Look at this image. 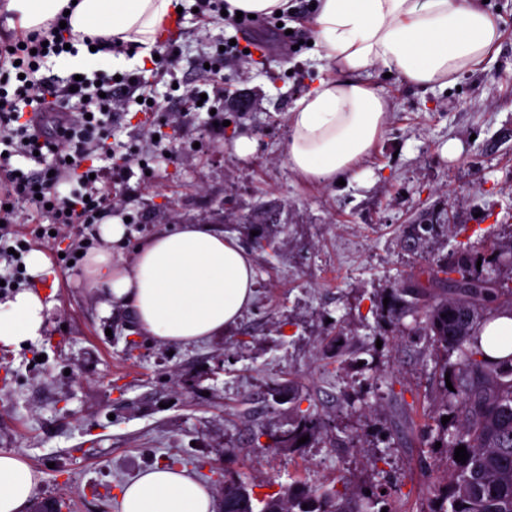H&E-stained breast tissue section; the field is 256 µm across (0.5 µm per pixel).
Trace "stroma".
<instances>
[{
    "instance_id": "35a3bbf8",
    "label": "stroma",
    "mask_w": 512,
    "mask_h": 512,
    "mask_svg": "<svg viewBox=\"0 0 512 512\" xmlns=\"http://www.w3.org/2000/svg\"><path fill=\"white\" fill-rule=\"evenodd\" d=\"M200 0L181 11L165 40L180 56L142 68L146 98L112 112L105 185L127 235L113 258L131 259L147 236L173 224H213L250 249L256 297L224 335L167 345L135 329L128 312L106 309L68 257L103 248L98 227L39 238L28 204L15 231L42 249L57 272L44 336L0 346V451L37 475L32 499L62 512H119L122 484L155 465L182 468L222 502L224 484L253 497L286 487L354 492L390 489L393 512H424L426 487L443 465L424 434L438 397L434 359L413 317L390 325L372 303L417 272L434 251L512 242V0H489L502 37L457 88L424 89L384 68L372 85L391 103L384 131L345 185L295 174L285 157L287 115L318 78L336 76L312 39L313 0H291L280 24L259 27V55L224 60L216 89L223 127L183 96L198 64L236 36L215 16L199 26ZM303 45L290 49L287 31ZM254 142L246 156L238 138ZM169 160H159L160 151ZM444 220L434 240L408 250L403 235L424 214ZM277 255L253 248L252 235ZM341 339L338 351L329 344ZM289 391V399L276 395ZM328 420L302 448H275L298 410Z\"/></svg>"
}]
</instances>
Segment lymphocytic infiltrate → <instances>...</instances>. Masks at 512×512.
I'll use <instances>...</instances> for the list:
<instances>
[{
  "label": "lymphocytic infiltrate",
  "instance_id": "f902f5d3",
  "mask_svg": "<svg viewBox=\"0 0 512 512\" xmlns=\"http://www.w3.org/2000/svg\"><path fill=\"white\" fill-rule=\"evenodd\" d=\"M52 21L48 31L16 32L0 38V258L9 251L24 253L23 240L11 235L12 208L31 203L36 210H50L64 227L97 224L112 213V201L98 188L84 161L108 160L112 131L91 108L112 110L125 92L141 88L142 76L96 83L90 78L59 80L37 76L35 64L64 52L67 39ZM23 79L15 90L7 85L12 73ZM35 159L36 172H17L11 157ZM77 182V189L61 194V184Z\"/></svg>",
  "mask_w": 512,
  "mask_h": 512
}]
</instances>
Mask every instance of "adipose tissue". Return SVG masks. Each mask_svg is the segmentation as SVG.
<instances>
[{"label":"adipose tissue","mask_w":512,"mask_h":512,"mask_svg":"<svg viewBox=\"0 0 512 512\" xmlns=\"http://www.w3.org/2000/svg\"><path fill=\"white\" fill-rule=\"evenodd\" d=\"M70 9L72 70L110 66L112 51L90 53L98 37L136 46L129 65L150 56L174 15L175 0H6L7 27L46 29ZM500 36L499 18L479 0H318L315 38L320 56L338 70L319 79L288 116L285 152L292 171L334 184L354 175L383 132L387 99L367 81L370 68L396 70L424 88L445 87L460 71L479 66ZM104 287L109 305L132 311L140 330L168 344L193 345L222 335L252 304L256 274L251 254L211 224H177L148 237L131 263L91 250L82 269ZM50 304L29 289L0 298V345L39 338ZM36 475L0 453V512H26ZM120 512H215L211 493L187 470L157 465L122 486Z\"/></svg>","instance_id":"obj_1"}]
</instances>
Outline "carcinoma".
Instances as JSON below:
<instances>
[{
  "instance_id": "obj_1",
  "label": "carcinoma",
  "mask_w": 512,
  "mask_h": 512,
  "mask_svg": "<svg viewBox=\"0 0 512 512\" xmlns=\"http://www.w3.org/2000/svg\"><path fill=\"white\" fill-rule=\"evenodd\" d=\"M433 218L413 225L406 246L420 247L434 231ZM471 245L457 246L431 258L404 284L390 289L388 304L378 301L389 323L410 313L430 342L436 356L440 386L434 441L441 443L445 468L431 483L428 512H512V353L493 358L482 346L484 326L491 320L512 317V285L501 269L488 263ZM450 375L453 389L446 387ZM450 421L442 423V417ZM327 422L319 414L302 413L274 442V447L295 448L298 439L322 434ZM466 447L469 458L455 460V448ZM388 493L367 504L346 508L336 488L310 490L296 485L279 497L254 498L242 483L224 487V512H368Z\"/></svg>"
}]
</instances>
